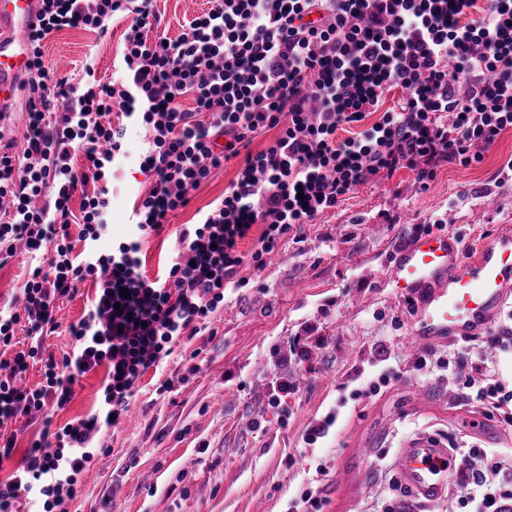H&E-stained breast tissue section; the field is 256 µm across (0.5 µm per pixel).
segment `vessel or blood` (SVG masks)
<instances>
[{"label":"vessel or blood","mask_w":512,"mask_h":512,"mask_svg":"<svg viewBox=\"0 0 512 512\" xmlns=\"http://www.w3.org/2000/svg\"><path fill=\"white\" fill-rule=\"evenodd\" d=\"M40 0H0V129L13 118L12 104L32 53L28 38L38 23ZM396 292L419 299L411 331L415 346L486 331L512 293V230L468 253L461 240L440 232L413 238L390 272ZM397 478L419 503L445 499L457 468L447 439L411 438L394 458Z\"/></svg>","instance_id":"obj_1"}]
</instances>
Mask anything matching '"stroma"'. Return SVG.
Listing matches in <instances>:
<instances>
[{
  "mask_svg": "<svg viewBox=\"0 0 512 512\" xmlns=\"http://www.w3.org/2000/svg\"><path fill=\"white\" fill-rule=\"evenodd\" d=\"M206 7V0L155 2L173 39ZM124 30L118 23L103 36L80 29L56 34L43 45L44 67L77 82L91 60L100 75H116ZM143 151L140 137L129 135L115 162L123 178L111 187L101 250L127 237L135 197L149 188L138 170ZM511 159L512 129L482 163L438 167L428 189L399 170L302 225L264 268L243 265L238 276L245 285L227 292L210 318V334L184 339L161 368L141 377L126 419L101 437L104 450L68 512H302V490L316 486L324 512H379L396 477L397 448L417 434H466L473 414L446 381L413 370L414 313L391 287L388 268L419 225L474 247L512 227V179L501 175ZM237 169L232 161L217 170L161 232L144 239L147 278L161 275L182 225L223 196ZM49 263V255L20 249L0 266V311L17 304L31 267ZM93 295L87 281L59 301V325L45 341L55 358L69 351V327ZM389 368L398 381L352 401L353 389ZM104 374L100 368L79 378L55 425L97 406ZM281 379L294 389L276 405L271 397ZM332 410L337 419L328 434L306 444L307 430Z\"/></svg>",
  "mask_w": 512,
  "mask_h": 512,
  "instance_id": "obj_1",
  "label": "stroma"
}]
</instances>
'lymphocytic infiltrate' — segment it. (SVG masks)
I'll list each match as a JSON object with an SVG mask.
<instances>
[{"mask_svg":"<svg viewBox=\"0 0 512 512\" xmlns=\"http://www.w3.org/2000/svg\"><path fill=\"white\" fill-rule=\"evenodd\" d=\"M30 35L23 148L0 134V263L18 248L51 250L34 266L20 310L0 315V349L24 325L27 349L0 361V512L30 495L34 512H62L99 452V436L128 410L137 384L185 336L208 329L226 289L242 288L296 226L339 207L359 186L408 169L427 187L444 163H481L512 128V0H209L177 39L156 28L155 0H41ZM126 23L121 80L97 75L75 85L49 75L42 46L72 29L106 33ZM403 91L394 105L392 89ZM191 96L193 108L180 100ZM120 122H113V111ZM144 132L139 168L151 186L132 211V233L111 251L96 244L108 228L114 161L129 128ZM353 128V136L338 138ZM273 132L261 150L260 134ZM83 156L76 164L75 156ZM239 159L222 200L182 227L165 278L140 271L143 239L169 223L224 163ZM79 225L83 252L69 228ZM251 254L238 244L254 225ZM92 281L94 297L71 325L72 350L44 353L56 302ZM512 352V330L449 345L447 357L420 356L417 370H447L461 404L512 430V389L489 351ZM41 359L35 388L17 378ZM104 368L92 412L44 431L17 450L8 427L18 415L52 418L84 374ZM455 450L461 490L448 512H512V454L480 445Z\"/></svg>","mask_w":512,"mask_h":512,"instance_id":"lymphocytic-infiltrate-1","label":"lymphocytic infiltrate"}]
</instances>
